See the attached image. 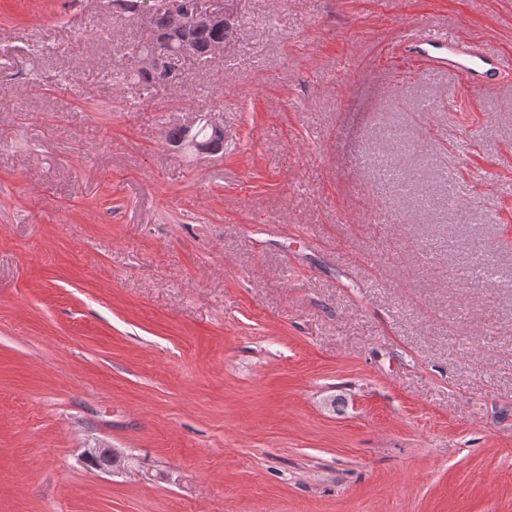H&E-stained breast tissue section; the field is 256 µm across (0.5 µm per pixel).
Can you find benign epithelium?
<instances>
[{
  "label": "benign epithelium",
  "mask_w": 512,
  "mask_h": 512,
  "mask_svg": "<svg viewBox=\"0 0 512 512\" xmlns=\"http://www.w3.org/2000/svg\"><path fill=\"white\" fill-rule=\"evenodd\" d=\"M229 0H193L184 4L182 0H147L137 12L142 20V45L135 49L140 65L148 70H165L175 74L173 61L181 57L196 58L193 46L183 42L173 45L167 32L157 29L156 16L167 14L175 29L190 27L191 19H201L218 30L233 29L234 15L228 9ZM201 127L213 130L210 138L202 139L197 134ZM183 138L169 144V147L182 151L190 150L198 155H216L224 151V127L211 120L194 116L182 125ZM130 456L117 449H108L105 457L93 465V469L112 474L128 466Z\"/></svg>",
  "instance_id": "obj_1"
}]
</instances>
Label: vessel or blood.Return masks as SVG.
<instances>
[{"label":"vessel or blood","instance_id":"1","mask_svg":"<svg viewBox=\"0 0 512 512\" xmlns=\"http://www.w3.org/2000/svg\"><path fill=\"white\" fill-rule=\"evenodd\" d=\"M403 42L411 57L437 64L474 89L497 83L506 68L512 67L511 58L477 46L436 23L407 29Z\"/></svg>","mask_w":512,"mask_h":512}]
</instances>
